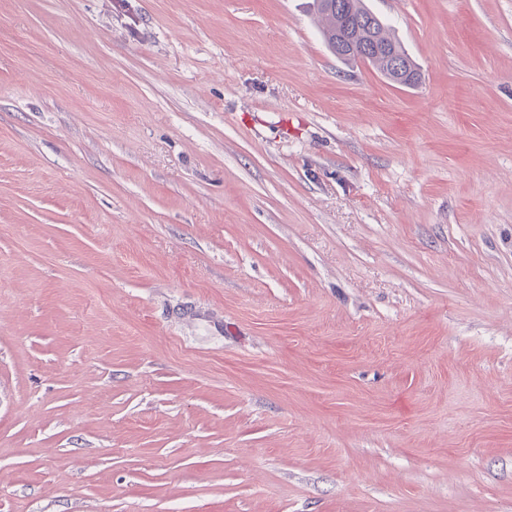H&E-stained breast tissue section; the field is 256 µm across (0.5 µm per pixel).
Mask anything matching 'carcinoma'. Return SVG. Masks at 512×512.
<instances>
[{
	"label": "carcinoma",
	"instance_id": "obj_1",
	"mask_svg": "<svg viewBox=\"0 0 512 512\" xmlns=\"http://www.w3.org/2000/svg\"><path fill=\"white\" fill-rule=\"evenodd\" d=\"M316 11L322 23V33L329 49L336 47V30L339 17L351 23L350 36L358 43L373 44L378 39L389 52L372 60L373 67L386 78H391V57H409L402 43L396 39L383 22L364 5V0H314Z\"/></svg>",
	"mask_w": 512,
	"mask_h": 512
}]
</instances>
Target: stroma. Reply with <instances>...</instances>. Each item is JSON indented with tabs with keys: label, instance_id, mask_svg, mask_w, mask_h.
I'll list each match as a JSON object with an SVG mask.
<instances>
[{
	"label": "stroma",
	"instance_id": "35a3bbf8",
	"mask_svg": "<svg viewBox=\"0 0 512 512\" xmlns=\"http://www.w3.org/2000/svg\"><path fill=\"white\" fill-rule=\"evenodd\" d=\"M0 0V512H512V0ZM316 11L322 23V33L328 48L333 52L336 47V30L339 15L336 14V0H314ZM339 11L343 18L351 23L352 30L350 36L354 41L348 40L345 36L341 37V45L338 48L339 54H346L356 57L360 62L369 63L372 59L369 56L371 48L364 47L359 43L372 45L373 39L377 38L385 44L389 52L383 53L372 60V66L381 72L386 78L391 79V59L389 56H398L408 58L410 55L402 43L396 39L383 22L364 5L363 0H338ZM411 57V56H410ZM349 63H357V60L350 56L340 58Z\"/></svg>",
	"mask_w": 512,
	"mask_h": 512
}]
</instances>
